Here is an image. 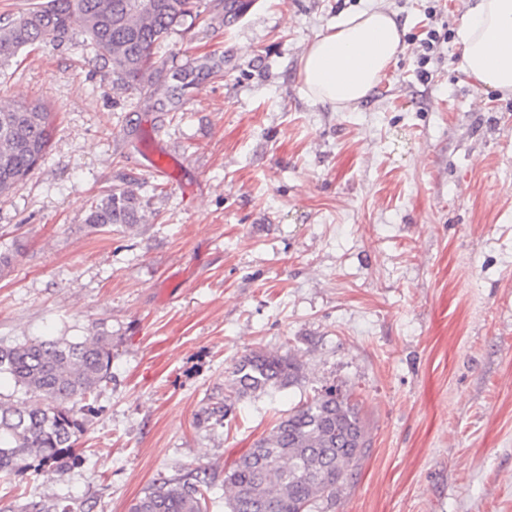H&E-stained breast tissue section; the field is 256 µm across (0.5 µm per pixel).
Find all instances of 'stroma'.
I'll list each match as a JSON object with an SVG mask.
<instances>
[{
  "label": "stroma",
  "instance_id": "1",
  "mask_svg": "<svg viewBox=\"0 0 512 512\" xmlns=\"http://www.w3.org/2000/svg\"><path fill=\"white\" fill-rule=\"evenodd\" d=\"M219 0L162 43L167 111L119 93L75 40L0 65V105L54 114L44 158L0 196V340L112 334V381L64 475H0V512L49 496L129 512L157 475L224 470L297 404L349 390L371 451L334 512H512V94L478 87L457 39L418 77L427 28L470 0H382L405 48L357 104L301 90V58L370 0ZM174 158V185L147 157ZM136 181L134 229L84 219ZM297 383L202 418L252 351Z\"/></svg>",
  "mask_w": 512,
  "mask_h": 512
}]
</instances>
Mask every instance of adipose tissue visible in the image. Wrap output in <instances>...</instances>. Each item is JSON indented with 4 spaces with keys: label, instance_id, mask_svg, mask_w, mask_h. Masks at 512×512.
Wrapping results in <instances>:
<instances>
[{
    "label": "adipose tissue",
    "instance_id": "ef3b65f1",
    "mask_svg": "<svg viewBox=\"0 0 512 512\" xmlns=\"http://www.w3.org/2000/svg\"><path fill=\"white\" fill-rule=\"evenodd\" d=\"M458 36L467 75L481 87L512 92V0H475ZM402 50L398 25L382 7L338 16L303 55L302 88L339 108L357 103Z\"/></svg>",
    "mask_w": 512,
    "mask_h": 512
}]
</instances>
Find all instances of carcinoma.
I'll use <instances>...</instances> for the list:
<instances>
[{
  "mask_svg": "<svg viewBox=\"0 0 512 512\" xmlns=\"http://www.w3.org/2000/svg\"><path fill=\"white\" fill-rule=\"evenodd\" d=\"M194 0H35L17 17L0 16V62L35 44L62 45L82 35L112 75L113 88L151 92L161 44L183 26ZM52 113L42 104L0 107V195L8 194L47 154ZM146 222L137 190L118 186L87 211L92 229ZM24 398L0 400V473L62 474L77 459L74 439L86 428L90 399L112 381V334L41 336L0 343V378ZM301 377L288 355L249 352L232 371L228 394L202 411L217 422L235 402ZM370 451L361 408L328 387L299 404L224 472L228 512H328ZM211 485L197 475H160L131 512H208Z\"/></svg>",
  "mask_w": 512,
  "mask_h": 512,
  "instance_id": "1",
  "label": "carcinoma"
}]
</instances>
